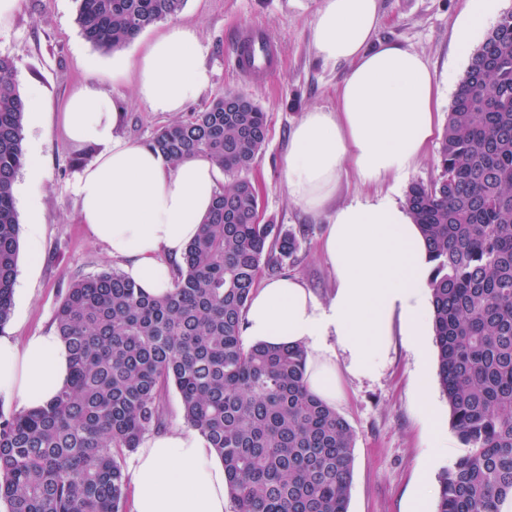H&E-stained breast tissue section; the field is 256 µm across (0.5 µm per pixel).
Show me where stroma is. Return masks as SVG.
<instances>
[{
	"label": "stroma",
	"instance_id": "obj_1",
	"mask_svg": "<svg viewBox=\"0 0 512 512\" xmlns=\"http://www.w3.org/2000/svg\"><path fill=\"white\" fill-rule=\"evenodd\" d=\"M319 0H187L178 21L199 35L211 83L189 106L203 109L214 97L232 91L258 104L268 117V139L250 178L264 218L297 232L299 250L287 259L320 299H328L334 276L321 250L326 217L306 214L288 193L285 157L288 136L304 112L333 109L336 89L348 67L322 60L312 44V23ZM467 0H379L376 43L421 52L434 71L439 92V124H446L455 93L449 78H462L470 62L460 56L455 33L464 22ZM249 26L264 30L275 44L278 65L253 80L243 77L231 55L235 38ZM0 53L20 59L17 81L22 93L37 91L54 110L40 125H25L24 148H38L44 177L38 194L41 230L36 264L20 251L8 324L14 339L53 327L54 311L72 279L116 267L107 247L96 242L78 219L74 185L83 165L72 162L70 141L56 112L75 86L99 79L112 83V54L81 36L74 0H21L20 9L0 24ZM124 97L121 135L142 144L167 123L168 114L149 111L131 84L117 86ZM426 360L403 336L392 338L389 359L377 376H342L335 409L355 433L348 512H413L420 490L418 475L439 473L465 453L448 427V404L438 381L437 350L426 338Z\"/></svg>",
	"mask_w": 512,
	"mask_h": 512
}]
</instances>
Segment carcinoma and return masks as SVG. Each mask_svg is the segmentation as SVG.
<instances>
[{
	"label": "carcinoma",
	"instance_id": "obj_1",
	"mask_svg": "<svg viewBox=\"0 0 512 512\" xmlns=\"http://www.w3.org/2000/svg\"><path fill=\"white\" fill-rule=\"evenodd\" d=\"M83 38L108 53L186 0H75ZM20 60L0 54V332L19 254L13 187L26 163ZM266 113L242 95L159 127L146 146L171 163L204 154L227 182L176 268L151 296L112 268L72 280L53 323L71 379L36 410L0 412V501L8 512H122L119 461L165 425L174 386L184 422L224 460L233 512H347L355 434L309 392L301 346L248 344L257 280L282 271L296 233L258 216L248 173ZM438 175L405 206L434 265L433 338L449 427L468 448L438 475L436 512H500L512 499V12L472 53L436 152Z\"/></svg>",
	"mask_w": 512,
	"mask_h": 512
}]
</instances>
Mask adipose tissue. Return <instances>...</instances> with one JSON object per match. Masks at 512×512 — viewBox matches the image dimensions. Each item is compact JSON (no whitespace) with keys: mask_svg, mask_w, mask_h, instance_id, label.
Masks as SVG:
<instances>
[{"mask_svg":"<svg viewBox=\"0 0 512 512\" xmlns=\"http://www.w3.org/2000/svg\"><path fill=\"white\" fill-rule=\"evenodd\" d=\"M378 22V0H321L314 49L350 70L335 109L308 110L289 136L288 192L309 213L329 216L323 251L335 289L323 301L300 279L264 280L243 320L249 343L304 347L308 389L328 403L340 394V373H381L390 336L416 346L433 328V264L406 209L379 192L334 203L343 171L368 190L377 187L414 168L436 131L434 72L416 50L372 47ZM112 78L132 82L150 111L172 115L210 84L196 30L179 23L136 60H118ZM60 117L68 139L100 149L75 184L81 223L144 292L168 293L175 264L224 184L223 169L203 155L173 164L117 136L122 97L94 79L71 92ZM69 375V352L56 331L22 344L0 333L1 399L44 406ZM227 497L224 461L200 432L172 428L139 448L133 512H225Z\"/></svg>","mask_w":512,"mask_h":512,"instance_id":"1","label":"adipose tissue"}]
</instances>
